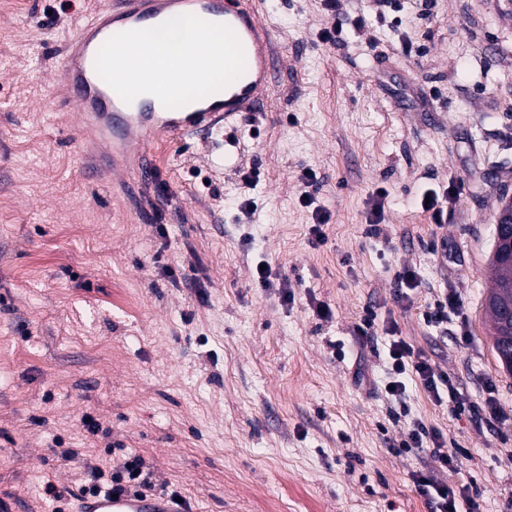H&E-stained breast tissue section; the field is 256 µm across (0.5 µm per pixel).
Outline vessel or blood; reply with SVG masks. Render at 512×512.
Returning <instances> with one entry per match:
<instances>
[{
    "instance_id": "b4317fda",
    "label": "vessel or blood",
    "mask_w": 512,
    "mask_h": 512,
    "mask_svg": "<svg viewBox=\"0 0 512 512\" xmlns=\"http://www.w3.org/2000/svg\"><path fill=\"white\" fill-rule=\"evenodd\" d=\"M192 14L231 29L245 55L243 74L227 86L223 97L202 101L195 109L159 107L154 102H125L97 73L95 59L113 35L146 29L166 18ZM63 85L80 109L82 153L87 165L100 169L110 163L113 172L136 163L137 175L151 181L146 148L154 139L184 136L204 127L254 111L271 78L273 38L262 23L255 0H109L84 23L65 46ZM77 512H169L162 498L82 497Z\"/></svg>"
}]
</instances>
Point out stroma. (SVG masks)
<instances>
[{
  "label": "stroma",
  "mask_w": 512,
  "mask_h": 512,
  "mask_svg": "<svg viewBox=\"0 0 512 512\" xmlns=\"http://www.w3.org/2000/svg\"><path fill=\"white\" fill-rule=\"evenodd\" d=\"M434 2L422 20L414 0H342L334 17L322 0H261L277 62L256 111L150 143L158 180L143 186L85 171L64 99V44L104 0H0V498L15 512H53L43 481L78 489L116 442L192 512H431L410 479L428 451H392L416 421L460 449L448 480L479 512H512V373L485 308L512 198V0ZM309 168L330 215L317 246ZM452 185L436 226L422 196ZM152 205L165 235L143 221ZM407 267L422 286L401 303ZM443 288L459 314L441 337L422 311ZM369 313L373 336H357ZM392 334L474 412L412 379L387 394ZM86 413L103 435L87 437Z\"/></svg>",
  "instance_id": "stroma-1"
}]
</instances>
